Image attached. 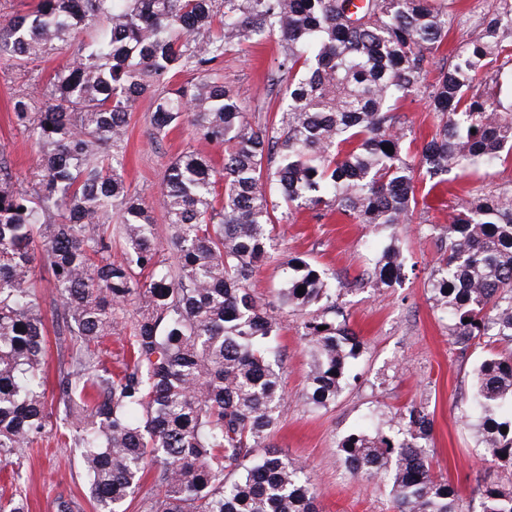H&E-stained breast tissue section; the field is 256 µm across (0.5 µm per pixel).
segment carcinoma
Segmentation results:
<instances>
[{
    "instance_id": "obj_1",
    "label": "carcinoma",
    "mask_w": 512,
    "mask_h": 512,
    "mask_svg": "<svg viewBox=\"0 0 512 512\" xmlns=\"http://www.w3.org/2000/svg\"><path fill=\"white\" fill-rule=\"evenodd\" d=\"M451 24L438 0H36L0 20V60L16 65L96 31L55 71L45 110L25 94L12 101L40 173L25 187L0 157V456L33 444L47 424L46 322L28 286L39 255L72 340L57 387L97 512H123L150 462L160 493L142 512H319L305 467L266 443L284 401L279 323L249 280L294 210L394 230L426 204L418 184L431 192L512 152V113L481 89L512 53V9L430 80ZM273 34L288 82L277 122L256 124L215 65ZM182 73L197 82L172 87ZM147 95L156 134L186 122L224 147L219 169L196 151L178 155L155 201L131 194L124 176L128 117ZM418 96L437 124L413 153L398 111ZM158 206L168 258L157 247ZM433 232L440 256L428 288L448 336L464 352H490L473 398L482 457L512 472V418L498 415L512 405V194L473 198ZM404 276L389 245L370 283ZM333 279L295 258L278 292L303 317L305 399L316 408L336 401L363 348ZM120 327L129 360L114 375L98 346ZM405 427L401 439L351 433L339 451L353 474L390 484L397 512H463L457 489L431 468V414L413 406ZM482 512H512V489L485 485Z\"/></svg>"
}]
</instances>
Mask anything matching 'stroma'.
<instances>
[{
    "instance_id": "35a3bbf8",
    "label": "stroma",
    "mask_w": 512,
    "mask_h": 512,
    "mask_svg": "<svg viewBox=\"0 0 512 512\" xmlns=\"http://www.w3.org/2000/svg\"><path fill=\"white\" fill-rule=\"evenodd\" d=\"M510 7L512 0H455L454 22L446 44L435 55L434 67L449 65L457 49L481 38L486 21ZM69 56L65 49L18 67L0 61V152L23 184L36 181L38 154L26 133L12 124L9 99L26 94L43 102L55 69ZM280 56L281 42L274 35L249 49L226 53L218 65L225 85L240 95L252 122L275 117L285 86L277 77ZM152 115L150 99H140L128 119L124 168L132 192L149 200L159 197L169 162L184 150L198 149L214 163L222 161L221 148L194 139L186 125L171 130L163 140H154ZM506 189L512 190V158L472 171L454 181L449 190L430 197V209L414 211L396 237L384 227L373 229L338 215L319 220L306 211L296 214L291 223L277 226L270 256L250 282L252 293L268 303L282 325L279 346L285 401L269 441L306 467L320 495L322 512H395L389 486L353 477L337 444L358 430L388 431L391 411L413 406L426 407L433 417V471L457 487L464 512H481L483 485H512V475L481 460L477 430L466 423L472 413L478 356L462 353L452 344L448 318L430 298L428 276L438 248L434 238L420 230L424 224H447L449 215L466 200ZM391 243L414 271L391 287H372L369 258ZM293 257L316 261L344 283L338 304L365 344L341 395L325 409L307 404L302 397L311 364L302 320L277 300L286 264ZM35 281L43 295L48 370L54 374L67 358L70 339L58 333V300L44 264H37ZM47 402L52 416L44 436L0 462V490L10 489L19 472L25 478L31 512H54L53 502L61 494L78 502L82 512H95L86 495L78 451L66 437L64 407L55 396Z\"/></svg>"
}]
</instances>
